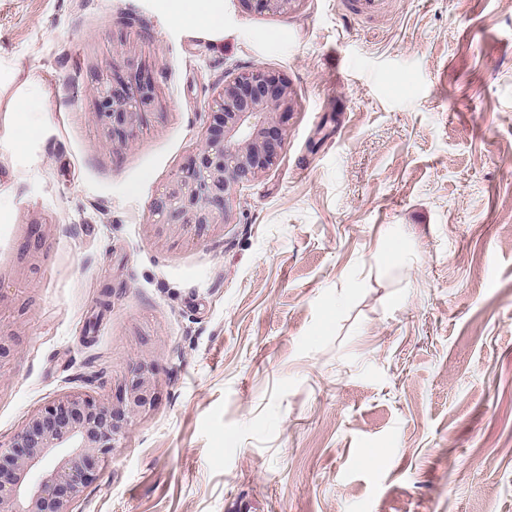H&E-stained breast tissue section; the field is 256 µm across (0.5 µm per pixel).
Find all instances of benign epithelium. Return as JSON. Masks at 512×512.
Returning <instances> with one entry per match:
<instances>
[{
	"label": "benign epithelium",
	"mask_w": 512,
	"mask_h": 512,
	"mask_svg": "<svg viewBox=\"0 0 512 512\" xmlns=\"http://www.w3.org/2000/svg\"><path fill=\"white\" fill-rule=\"evenodd\" d=\"M301 2L237 0L244 13L285 15ZM92 92L104 145L114 153L132 144L160 103L158 87L133 56L112 64ZM295 105L293 84L280 72L254 68L226 76L196 152L152 204L159 224L173 231L229 223L240 189L278 164L285 118ZM155 394L152 364L144 361L115 395L71 391L33 413L8 443H0V512H72L99 458L117 447Z\"/></svg>",
	"instance_id": "obj_1"
}]
</instances>
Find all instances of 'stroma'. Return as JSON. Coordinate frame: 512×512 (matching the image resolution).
I'll use <instances>...</instances> for the list:
<instances>
[{"label":"stroma","mask_w":512,"mask_h":512,"mask_svg":"<svg viewBox=\"0 0 512 512\" xmlns=\"http://www.w3.org/2000/svg\"><path fill=\"white\" fill-rule=\"evenodd\" d=\"M223 4L218 32L0 0V440L147 359L153 406L73 512H512V0ZM127 55L161 103L115 154L89 89ZM259 66L296 91L278 164L169 232L153 200ZM244 13L268 11L276 14H290L297 10L304 0H236ZM388 0H345V11L351 19L369 20L388 11Z\"/></svg>","instance_id":"stroma-1"}]
</instances>
